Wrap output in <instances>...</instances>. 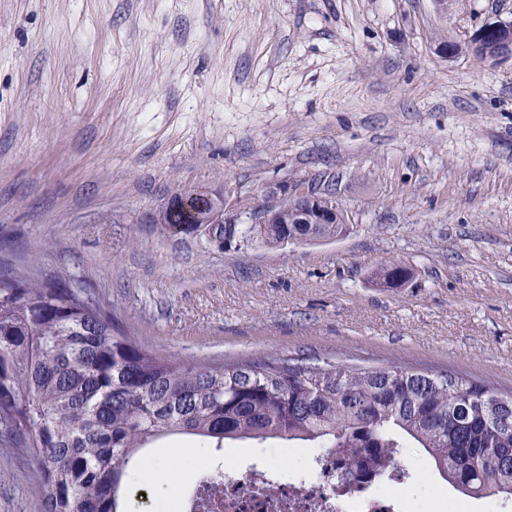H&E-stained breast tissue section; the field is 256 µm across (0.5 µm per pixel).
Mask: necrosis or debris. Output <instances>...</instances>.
Returning <instances> with one entry per match:
<instances>
[{"label":"necrosis or debris","instance_id":"4bbe7bcc","mask_svg":"<svg viewBox=\"0 0 512 512\" xmlns=\"http://www.w3.org/2000/svg\"><path fill=\"white\" fill-rule=\"evenodd\" d=\"M314 459V467L300 475L270 467L244 471L235 464L206 473L179 512H420L399 492L404 474L370 471L345 484L338 479L343 459L335 449L320 450Z\"/></svg>","mask_w":512,"mask_h":512}]
</instances>
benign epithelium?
<instances>
[{"label":"benign epithelium","instance_id":"7a95c632","mask_svg":"<svg viewBox=\"0 0 512 512\" xmlns=\"http://www.w3.org/2000/svg\"><path fill=\"white\" fill-rule=\"evenodd\" d=\"M489 32L503 38L502 46L493 62L512 61V25L509 23L494 21L482 24L470 40V50H476ZM286 196L293 199L292 223L310 228V231L303 235L297 234L288 238L290 243L309 241L313 236V229L318 224L346 223L344 212L336 203L333 194L314 191L300 180L289 182L284 180L267 186L264 190V201L258 204L238 197L230 206L227 204L224 189L214 194L197 191L191 194L197 210L195 218L176 219V214L188 205L185 199L179 197L166 205L159 215V221L175 229H195L201 224L212 228L221 224L241 223L258 224L266 228L282 223L278 205Z\"/></svg>","mask_w":512,"mask_h":512}]
</instances>
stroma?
<instances>
[{"label":"stroma","mask_w":512,"mask_h":512,"mask_svg":"<svg viewBox=\"0 0 512 512\" xmlns=\"http://www.w3.org/2000/svg\"><path fill=\"white\" fill-rule=\"evenodd\" d=\"M512 0H0V276L87 286L160 356L333 357L512 391V62L467 48ZM457 45L446 56L441 41ZM332 184L338 236L220 244L159 213L181 189ZM407 269L395 288L381 266ZM205 462L302 469L301 445L171 435ZM398 466L429 503V459ZM30 456L0 450V512H42Z\"/></svg>","instance_id":"obj_1"}]
</instances>
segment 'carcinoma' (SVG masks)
<instances>
[{
  "instance_id": "cac0c4a2",
  "label": "carcinoma",
  "mask_w": 512,
  "mask_h": 512,
  "mask_svg": "<svg viewBox=\"0 0 512 512\" xmlns=\"http://www.w3.org/2000/svg\"><path fill=\"white\" fill-rule=\"evenodd\" d=\"M283 223L260 232L276 243ZM168 435L273 439L360 458L378 471L412 444L455 492L512 497V392L451 371L364 367L302 356L209 365L159 357L123 333L86 288L0 280V442L31 454L44 512H122L141 450Z\"/></svg>"
}]
</instances>
